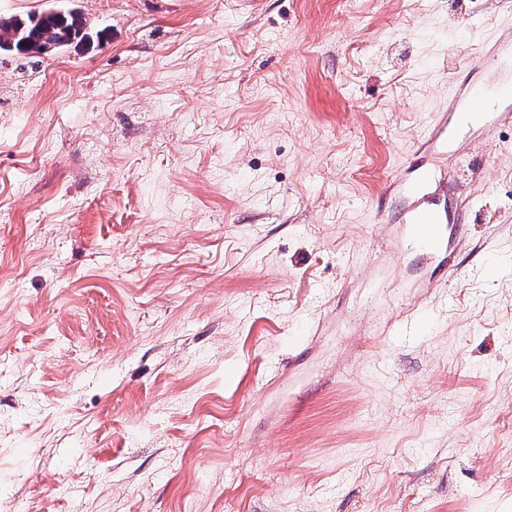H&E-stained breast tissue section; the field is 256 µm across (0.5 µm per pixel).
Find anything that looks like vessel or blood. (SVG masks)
<instances>
[{"instance_id":"vessel-or-blood-1","label":"vessel or blood","mask_w":512,"mask_h":512,"mask_svg":"<svg viewBox=\"0 0 512 512\" xmlns=\"http://www.w3.org/2000/svg\"><path fill=\"white\" fill-rule=\"evenodd\" d=\"M477 66L485 81L454 84L447 106L432 115L434 134L426 145L430 168L398 184L410 202L407 222L412 238L431 249L444 247L449 225L458 221L455 211L431 207L434 169L448 157L449 130L471 131L470 142L478 145L490 141L500 125L512 124V27L499 30L486 43Z\"/></svg>"}]
</instances>
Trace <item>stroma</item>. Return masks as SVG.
Masks as SVG:
<instances>
[{"mask_svg": "<svg viewBox=\"0 0 512 512\" xmlns=\"http://www.w3.org/2000/svg\"><path fill=\"white\" fill-rule=\"evenodd\" d=\"M0 57V512H512V124L389 183L512 0H71ZM84 25H87V22L80 12L79 17L67 14L63 18L55 13L46 12L26 18L0 17V53L29 57L45 55L46 53L36 48L38 43H59L61 46L56 49L70 46V40L73 37L78 38V33ZM5 44L12 47H6ZM411 171L409 175L400 182H393L388 185L389 189L399 188L409 201L408 219L411 237L419 244L431 249H442L445 242H448L447 224H455L459 221L455 210H434L429 205L436 199V194L428 191L433 185L434 171L427 168L421 171L416 178H413Z\"/></svg>", "mask_w": 512, "mask_h": 512, "instance_id": "obj_1", "label": "stroma"}]
</instances>
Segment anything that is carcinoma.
I'll return each mask as SVG.
<instances>
[{"label":"carcinoma","instance_id":"obj_1","mask_svg":"<svg viewBox=\"0 0 512 512\" xmlns=\"http://www.w3.org/2000/svg\"><path fill=\"white\" fill-rule=\"evenodd\" d=\"M86 20L71 14L59 17L55 13L42 12L21 17H0V53L36 57L41 54L36 48L40 42L69 46L71 39L78 37Z\"/></svg>","mask_w":512,"mask_h":512}]
</instances>
